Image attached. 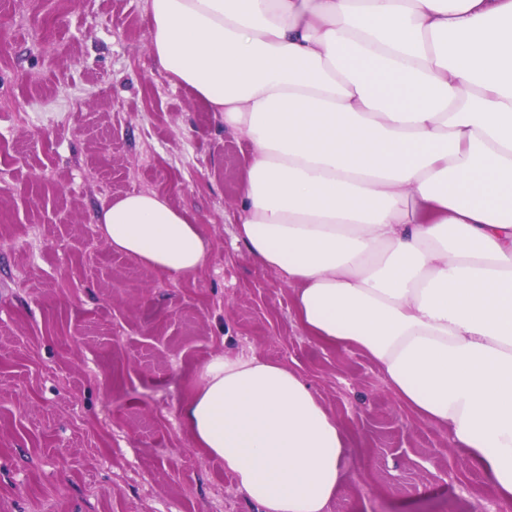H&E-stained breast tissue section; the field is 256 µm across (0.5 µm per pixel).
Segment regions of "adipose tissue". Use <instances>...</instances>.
Here are the masks:
<instances>
[{
    "mask_svg": "<svg viewBox=\"0 0 512 512\" xmlns=\"http://www.w3.org/2000/svg\"><path fill=\"white\" fill-rule=\"evenodd\" d=\"M155 64L250 148L238 240L302 329L356 348L512 507V0H150ZM191 277L211 245L164 194L96 216ZM259 512H328L349 429L288 365L211 358L179 407Z\"/></svg>",
    "mask_w": 512,
    "mask_h": 512,
    "instance_id": "ef3b65f1",
    "label": "adipose tissue"
}]
</instances>
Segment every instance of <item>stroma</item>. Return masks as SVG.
<instances>
[{
    "instance_id": "stroma-1",
    "label": "stroma",
    "mask_w": 512,
    "mask_h": 512,
    "mask_svg": "<svg viewBox=\"0 0 512 512\" xmlns=\"http://www.w3.org/2000/svg\"><path fill=\"white\" fill-rule=\"evenodd\" d=\"M150 27V0H0V512H257L178 413L227 350L296 369L352 430L329 512H502L236 241L249 150L154 64ZM141 191L196 217L212 252L193 277L102 239L98 209Z\"/></svg>"
}]
</instances>
